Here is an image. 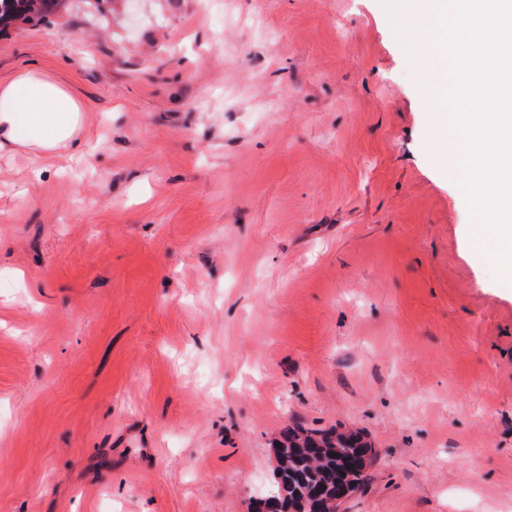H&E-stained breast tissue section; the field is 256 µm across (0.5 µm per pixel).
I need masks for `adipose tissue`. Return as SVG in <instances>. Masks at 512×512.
I'll list each match as a JSON object with an SVG mask.
<instances>
[{"mask_svg":"<svg viewBox=\"0 0 512 512\" xmlns=\"http://www.w3.org/2000/svg\"><path fill=\"white\" fill-rule=\"evenodd\" d=\"M88 108L65 84L33 69L0 80V150L22 149L36 162L88 151Z\"/></svg>","mask_w":512,"mask_h":512,"instance_id":"obj_1","label":"adipose tissue"}]
</instances>
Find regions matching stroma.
I'll return each instance as SVG.
<instances>
[{
  "mask_svg": "<svg viewBox=\"0 0 512 512\" xmlns=\"http://www.w3.org/2000/svg\"><path fill=\"white\" fill-rule=\"evenodd\" d=\"M379 0H59L0 79L93 151L0 152V512H247L362 429L340 512H512V292ZM359 431L332 430L313 433L287 427L276 441L275 490L252 503L251 512H264L260 506L278 501L275 512H336L352 491L364 485V457L371 451ZM348 488L337 499L345 486Z\"/></svg>",
  "mask_w": 512,
  "mask_h": 512,
  "instance_id": "35a3bbf8",
  "label": "stroma"
}]
</instances>
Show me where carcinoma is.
Listing matches in <instances>:
<instances>
[{"label":"carcinoma","mask_w":512,"mask_h":512,"mask_svg":"<svg viewBox=\"0 0 512 512\" xmlns=\"http://www.w3.org/2000/svg\"><path fill=\"white\" fill-rule=\"evenodd\" d=\"M54 0H0V27L14 21L29 22L46 12ZM372 451L359 431L313 433L287 427L276 441L275 490L252 503L262 512L269 501L280 503L278 512H336V497L348 486L363 487Z\"/></svg>","instance_id":"obj_1"}]
</instances>
